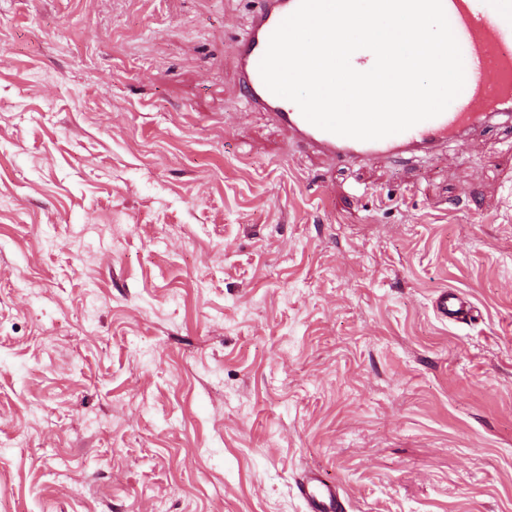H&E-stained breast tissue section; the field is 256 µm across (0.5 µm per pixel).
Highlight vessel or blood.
Listing matches in <instances>:
<instances>
[{"mask_svg":"<svg viewBox=\"0 0 512 512\" xmlns=\"http://www.w3.org/2000/svg\"><path fill=\"white\" fill-rule=\"evenodd\" d=\"M298 3L299 0H259L247 29L233 45L232 57L239 90L249 108L263 113L286 130L293 141L328 162H405L451 143L468 142L491 124L512 126V0H443L464 61L465 85L461 94L439 116L370 141L342 137L314 126L295 103L276 96L264 85L259 63L269 38ZM433 308L445 320L460 321L467 313L464 304L445 291L437 295ZM299 491L309 512H345L336 487L319 478L307 477Z\"/></svg>","mask_w":512,"mask_h":512,"instance_id":"b4317fda","label":"vessel or blood"}]
</instances>
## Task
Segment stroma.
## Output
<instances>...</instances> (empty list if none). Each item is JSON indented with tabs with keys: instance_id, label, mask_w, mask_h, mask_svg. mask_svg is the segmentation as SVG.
Listing matches in <instances>:
<instances>
[{
	"instance_id": "1",
	"label": "stroma",
	"mask_w": 512,
	"mask_h": 512,
	"mask_svg": "<svg viewBox=\"0 0 512 512\" xmlns=\"http://www.w3.org/2000/svg\"><path fill=\"white\" fill-rule=\"evenodd\" d=\"M254 7L0 0V512H512V128L327 164ZM433 308L436 314L444 319L460 321L465 319L468 310L464 304L454 295L448 294V290L441 291L434 300ZM299 491L308 504L309 512H345L336 485H329L318 477L309 476L301 483Z\"/></svg>"
}]
</instances>
